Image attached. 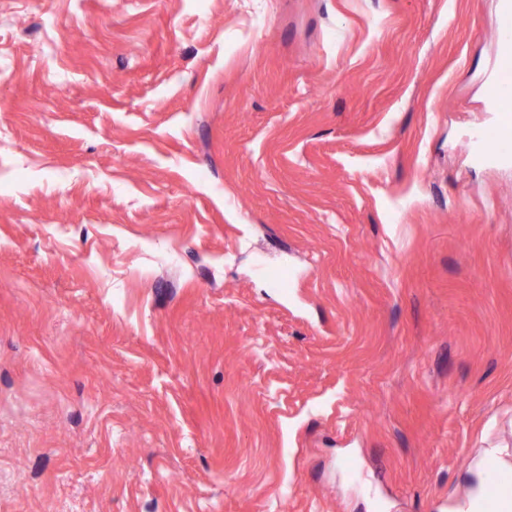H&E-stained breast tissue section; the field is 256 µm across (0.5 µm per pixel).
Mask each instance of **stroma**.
I'll return each instance as SVG.
<instances>
[{
  "label": "stroma",
  "mask_w": 512,
  "mask_h": 512,
  "mask_svg": "<svg viewBox=\"0 0 512 512\" xmlns=\"http://www.w3.org/2000/svg\"><path fill=\"white\" fill-rule=\"evenodd\" d=\"M511 21L0 0V512H448L512 446Z\"/></svg>",
  "instance_id": "1"
}]
</instances>
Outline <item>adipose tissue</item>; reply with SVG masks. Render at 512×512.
Returning a JSON list of instances; mask_svg holds the SVG:
<instances>
[{"mask_svg": "<svg viewBox=\"0 0 512 512\" xmlns=\"http://www.w3.org/2000/svg\"><path fill=\"white\" fill-rule=\"evenodd\" d=\"M512 470V452L504 447L484 449L471 470V487L448 512H512V484L490 485L489 472Z\"/></svg>", "mask_w": 512, "mask_h": 512, "instance_id": "adipose-tissue-1", "label": "adipose tissue"}]
</instances>
